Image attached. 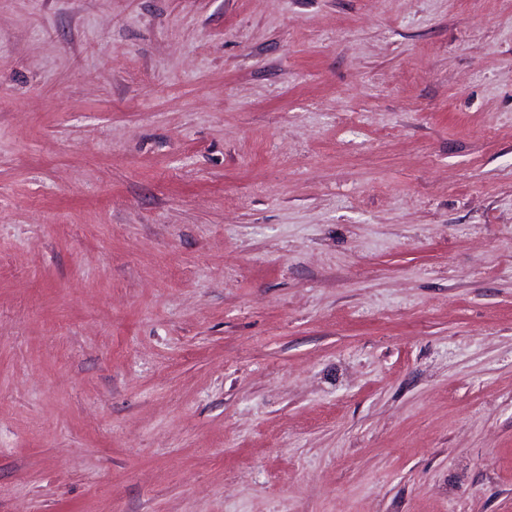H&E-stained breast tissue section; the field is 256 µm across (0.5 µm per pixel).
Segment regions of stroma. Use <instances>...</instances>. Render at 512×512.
<instances>
[{"label":"stroma","mask_w":512,"mask_h":512,"mask_svg":"<svg viewBox=\"0 0 512 512\" xmlns=\"http://www.w3.org/2000/svg\"><path fill=\"white\" fill-rule=\"evenodd\" d=\"M0 512H512V0H0Z\"/></svg>","instance_id":"35a3bbf8"}]
</instances>
